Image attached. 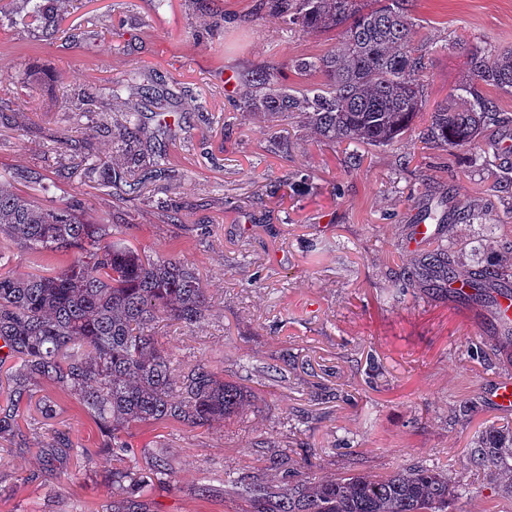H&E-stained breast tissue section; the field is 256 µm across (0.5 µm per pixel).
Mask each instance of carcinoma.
<instances>
[{
	"mask_svg": "<svg viewBox=\"0 0 512 512\" xmlns=\"http://www.w3.org/2000/svg\"><path fill=\"white\" fill-rule=\"evenodd\" d=\"M54 2L28 15V25L50 39L63 21ZM262 6L286 28L333 33L336 43L322 56L292 64L300 75L319 79L303 89L256 70L238 111L273 122L295 116L315 136L356 147H385L412 130L425 102L426 69L413 0H263ZM156 85L140 84L137 110L119 125V158L102 166L103 181L119 197L137 192L140 167L149 165L152 177L168 172L162 149L145 151L153 137L142 126V111L160 105ZM486 86L512 94V48L471 59L468 79L430 113L423 143L476 146L470 164L488 165L479 142L512 117L485 96ZM81 208L76 197L65 208L48 206L0 178V447L22 444L19 421L33 399L45 421L55 419V402L43 393L51 385L76 400L101 433V452L112 461L107 485L124 494L106 512H143L141 497L169 481L172 467L161 452L145 467L128 464L129 427H203L238 414L255 395L206 364L174 375L155 326L163 320L200 323L209 308L207 288L184 262L151 259L113 240L112 229L85 220ZM14 245L36 257L50 252L72 260L52 275L17 273L10 268ZM504 278L498 269H459L441 237L403 272L404 282L444 297L448 281L464 280L472 290L464 300L487 307L508 291ZM72 448L67 432L51 428L41 448L47 469L70 458ZM468 459L479 472L507 476L501 489L512 498V425L484 428ZM228 483L240 492L241 512H448L456 495L444 471L423 464L386 475L354 469L334 477L290 467L277 490L252 472H239Z\"/></svg>",
	"mask_w": 512,
	"mask_h": 512,
	"instance_id": "cac0c4a2",
	"label": "carcinoma"
}]
</instances>
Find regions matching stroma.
Listing matches in <instances>:
<instances>
[{
	"mask_svg": "<svg viewBox=\"0 0 512 512\" xmlns=\"http://www.w3.org/2000/svg\"><path fill=\"white\" fill-rule=\"evenodd\" d=\"M31 7L6 0L0 13V176L60 207L80 197L85 218L131 225L126 240L142 254L192 265L211 303L197 327H160L175 370L207 363L258 396L225 423L132 428L133 463L163 450L174 471L145 497L147 512H236L227 475L275 446L291 450L293 467L312 460L319 476L354 465L374 474L439 467L462 490L454 512H512L498 482L475 476L467 459L486 425L512 421L482 396L512 375L489 349L492 309L392 288L415 258L411 228L430 207L447 217L459 266L512 267V165L494 156L478 172L468 150L427 149L409 135L355 151L318 142L296 118L274 126L237 112L232 103L257 68L299 87L294 60L333 45L327 33L288 31L261 0H64L66 31L47 42L26 22ZM413 15L425 38L428 112L466 79L470 51L512 47V0H415ZM137 72L177 98L185 128L166 145L173 177L121 201L100 168L116 145L112 127L138 100ZM85 140L88 162L61 174ZM163 200L179 207L181 223H166ZM271 365L278 376L267 375ZM52 426L76 445L55 471L40 452ZM21 428L24 447L0 448V512H102L109 464L80 405L58 397L53 425L33 409Z\"/></svg>",
	"mask_w": 512,
	"mask_h": 512,
	"instance_id": "1",
	"label": "stroma"
}]
</instances>
